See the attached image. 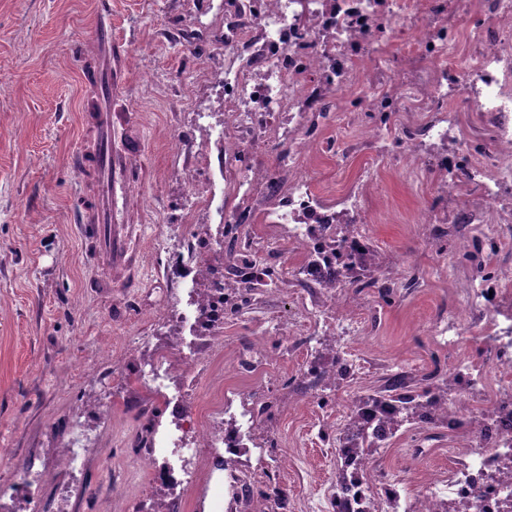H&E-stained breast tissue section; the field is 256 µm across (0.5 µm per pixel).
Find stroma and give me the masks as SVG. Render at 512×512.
Masks as SVG:
<instances>
[{"label":"stroma","instance_id":"obj_1","mask_svg":"<svg viewBox=\"0 0 512 512\" xmlns=\"http://www.w3.org/2000/svg\"><path fill=\"white\" fill-rule=\"evenodd\" d=\"M98 0H0V484L34 480V499L5 498L0 512H139L158 494L175 502L183 482L193 496L186 512H214L204 463L176 471L162 483L143 459L147 430H176L182 418L223 431V419L267 402L260 422L235 449L254 493L277 487L282 512H327L324 490L336 479V452L319 436L310 403L347 404L352 394L381 386L391 369L413 375L447 366L452 353L433 341L440 319L454 309L455 286L498 275L512 260V244L490 246L475 236L469 255L455 247L451 225L417 224L421 206H454L455 190L436 175L410 183L399 158H381L391 135L369 143V112L321 113L309 122L312 147L299 161L309 191L335 207L357 182L371 180L367 240L384 259L377 288L355 295L367 342L370 372L335 390L303 393L296 385L307 356L335 335L332 325L298 330L309 309L332 315L335 301L305 287L290 268L304 251L288 246V227L272 223L284 188L277 180L288 144L271 131L228 156L213 136L224 110V0H112V34L128 50L125 111L136 114L144 173L131 186L128 215L145 227L142 272L133 287L105 294L89 287L94 264L77 234V204L88 193L71 157L82 126L101 105L83 85L95 45ZM512 115L463 112L447 142L427 140L436 157L459 141L481 142ZM272 180L244 199L239 182L252 165ZM192 240L200 254L222 261L228 243L268 261L282 273L278 292L237 313H225L201 337L198 372L186 373L173 351L178 315L188 295L206 288L169 268L170 248ZM260 360L245 365L243 355ZM170 358L168 388L155 392L146 375ZM81 426L88 450L73 468L60 464ZM449 437L414 464L400 442L377 455L382 471L424 490V477L448 466Z\"/></svg>","mask_w":512,"mask_h":512}]
</instances>
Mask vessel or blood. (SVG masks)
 Segmentation results:
<instances>
[{"instance_id": "obj_1", "label": "vessel or blood", "mask_w": 512, "mask_h": 512, "mask_svg": "<svg viewBox=\"0 0 512 512\" xmlns=\"http://www.w3.org/2000/svg\"><path fill=\"white\" fill-rule=\"evenodd\" d=\"M95 30L100 66L90 84L97 95L119 99L125 54L112 40V8L110 0H99ZM79 154L90 157L82 176L97 188L93 198L78 208V235L97 262L94 287L111 291L134 281L138 275L137 243L142 228L125 221L130 174L141 170V148L129 113L118 108L96 113L79 148Z\"/></svg>"}]
</instances>
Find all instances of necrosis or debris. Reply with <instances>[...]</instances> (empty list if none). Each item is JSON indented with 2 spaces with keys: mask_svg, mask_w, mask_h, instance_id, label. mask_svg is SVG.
Segmentation results:
<instances>
[{
  "mask_svg": "<svg viewBox=\"0 0 512 512\" xmlns=\"http://www.w3.org/2000/svg\"><path fill=\"white\" fill-rule=\"evenodd\" d=\"M405 43L403 54L381 62V43ZM359 99H351L353 89ZM339 112H374L395 129L408 179H423L426 159L422 137L448 127L457 106L476 112H512V0H224V109L235 128L225 131V150L238 152L260 132L269 114L282 115V129L296 112H319L325 104ZM483 167L495 190L512 196V128L491 138ZM332 211L296 184L277 221L290 225V238L305 252L322 241L319 224L365 221L362 198ZM456 313L480 309L490 364L473 376L471 361L459 353L460 336L448 339L456 354L450 377L455 391L443 403L447 428L458 442L447 471H435L425 491L410 497L403 481L386 478L373 458L350 467L333 490L332 512L344 504L361 512H435L439 502L455 501L469 512H512V476L503 467L512 458V330L501 327V313L512 314V268L481 287L455 290ZM346 333L339 371L364 374L368 363L355 349L362 342L361 317L349 300L336 304ZM188 428L194 441L178 444L172 436H152L150 459L207 456L220 476L217 503L241 502V474L224 467L223 448L239 445L237 436L217 437Z\"/></svg>",
  "mask_w": 512,
  "mask_h": 512,
  "instance_id": "4bbe7bcc",
  "label": "necrosis or debris"
}]
</instances>
